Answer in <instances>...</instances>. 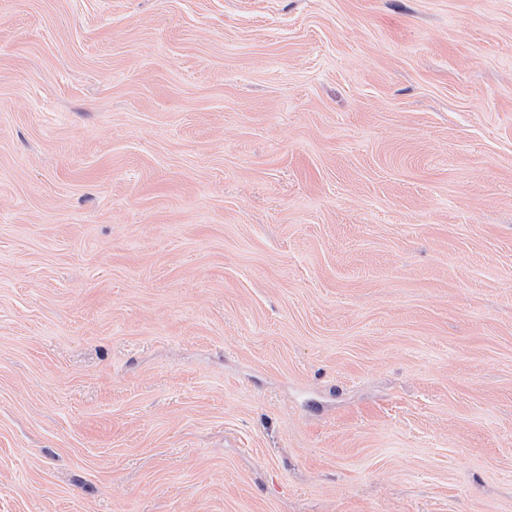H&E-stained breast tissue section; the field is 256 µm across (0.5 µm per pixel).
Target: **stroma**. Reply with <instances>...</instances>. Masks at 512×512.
I'll return each mask as SVG.
<instances>
[{"label": "stroma", "mask_w": 512, "mask_h": 512, "mask_svg": "<svg viewBox=\"0 0 512 512\" xmlns=\"http://www.w3.org/2000/svg\"><path fill=\"white\" fill-rule=\"evenodd\" d=\"M0 512H512V0H0Z\"/></svg>", "instance_id": "stroma-1"}]
</instances>
